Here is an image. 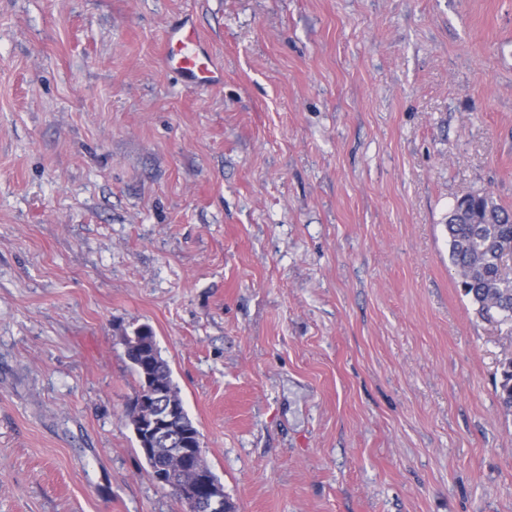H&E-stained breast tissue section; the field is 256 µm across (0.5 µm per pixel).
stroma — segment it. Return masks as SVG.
Segmentation results:
<instances>
[{
  "label": "stroma",
  "instance_id": "1",
  "mask_svg": "<svg viewBox=\"0 0 512 512\" xmlns=\"http://www.w3.org/2000/svg\"><path fill=\"white\" fill-rule=\"evenodd\" d=\"M186 17L222 85L163 69ZM475 193L512 209V0H0V512H182L142 324L235 512H512ZM465 198L445 224L458 283L480 315L512 322V211L488 193ZM129 367L138 379V391L143 383L142 372L133 362L129 364ZM165 397L166 388L162 384L149 385L147 382L145 387L141 388L130 400L129 407L134 410L136 417L145 416V421L140 422V430L134 428L140 453L148 459L152 455L154 443L159 439L173 438L185 459L203 458V442L199 429L182 430L174 426V423L187 413L184 404L182 406L168 405Z\"/></svg>",
  "mask_w": 512,
  "mask_h": 512
}]
</instances>
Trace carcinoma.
Listing matches in <instances>:
<instances>
[{
    "instance_id": "obj_1",
    "label": "carcinoma",
    "mask_w": 512,
    "mask_h": 512,
    "mask_svg": "<svg viewBox=\"0 0 512 512\" xmlns=\"http://www.w3.org/2000/svg\"><path fill=\"white\" fill-rule=\"evenodd\" d=\"M449 257L458 283L482 316L512 322V278H503L496 258L512 253V211L488 193L469 194L448 212ZM501 406L512 410V360L501 367L496 387Z\"/></svg>"
}]
</instances>
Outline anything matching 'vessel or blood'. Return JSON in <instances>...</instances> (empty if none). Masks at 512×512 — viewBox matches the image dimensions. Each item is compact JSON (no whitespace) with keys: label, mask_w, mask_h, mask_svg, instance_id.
<instances>
[{"label":"vessel or blood","mask_w":512,"mask_h":512,"mask_svg":"<svg viewBox=\"0 0 512 512\" xmlns=\"http://www.w3.org/2000/svg\"><path fill=\"white\" fill-rule=\"evenodd\" d=\"M161 61L163 68L174 73L189 90L214 87L224 81L223 69L204 44L193 21L187 18L167 30Z\"/></svg>","instance_id":"b4317fda"}]
</instances>
